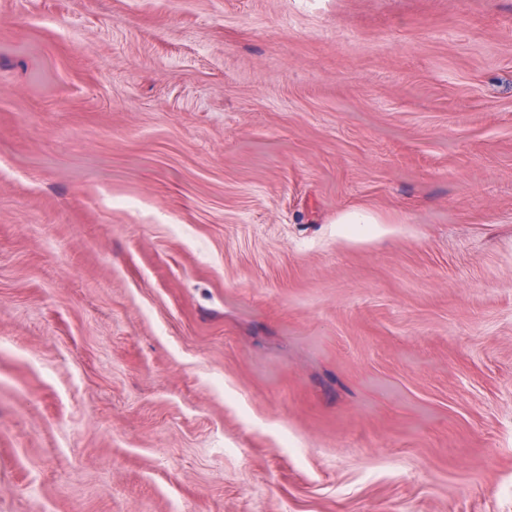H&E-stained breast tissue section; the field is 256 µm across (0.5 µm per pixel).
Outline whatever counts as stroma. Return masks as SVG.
<instances>
[{"label": "stroma", "instance_id": "35a3bbf8", "mask_svg": "<svg viewBox=\"0 0 512 512\" xmlns=\"http://www.w3.org/2000/svg\"><path fill=\"white\" fill-rule=\"evenodd\" d=\"M0 512H512V0H0Z\"/></svg>", "mask_w": 512, "mask_h": 512}]
</instances>
